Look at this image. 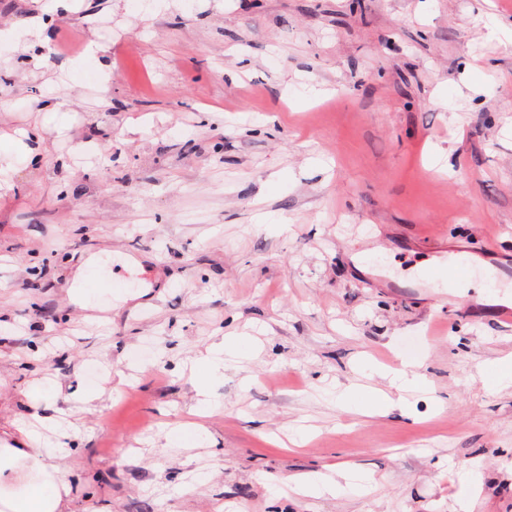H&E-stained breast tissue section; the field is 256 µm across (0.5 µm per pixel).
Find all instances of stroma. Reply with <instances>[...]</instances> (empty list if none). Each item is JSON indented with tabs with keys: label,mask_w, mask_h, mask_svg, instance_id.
<instances>
[{
	"label": "stroma",
	"mask_w": 512,
	"mask_h": 512,
	"mask_svg": "<svg viewBox=\"0 0 512 512\" xmlns=\"http://www.w3.org/2000/svg\"><path fill=\"white\" fill-rule=\"evenodd\" d=\"M47 22L43 67L0 39V436L61 384L69 512H458L476 460L472 512H512V381L479 374L512 358V0H83ZM33 128L38 167L8 142ZM460 250L481 277L433 287ZM104 257L151 282L95 321L74 274ZM244 334L198 415L189 360ZM406 362L429 381L406 407L345 400ZM344 463L374 487L283 486Z\"/></svg>",
	"instance_id": "1"
}]
</instances>
